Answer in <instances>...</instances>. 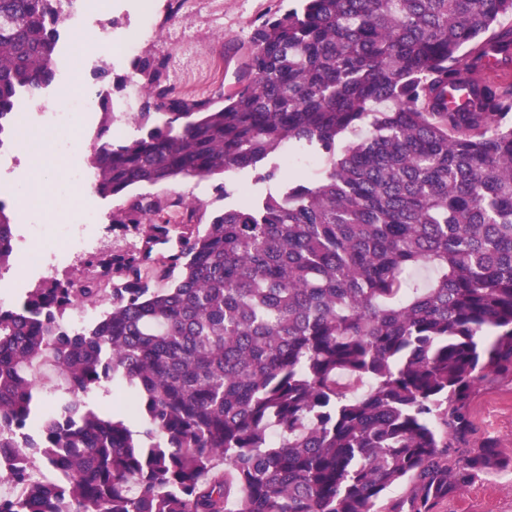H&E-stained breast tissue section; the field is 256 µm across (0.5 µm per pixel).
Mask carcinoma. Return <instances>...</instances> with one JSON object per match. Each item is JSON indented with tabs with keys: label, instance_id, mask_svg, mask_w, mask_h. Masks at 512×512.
<instances>
[{
	"label": "carcinoma",
	"instance_id": "1",
	"mask_svg": "<svg viewBox=\"0 0 512 512\" xmlns=\"http://www.w3.org/2000/svg\"><path fill=\"white\" fill-rule=\"evenodd\" d=\"M297 2L255 25L243 89L181 95L146 55L140 135L99 102L104 197L270 182L287 144L327 168L204 226L196 201L127 195L112 223L139 247L0 305V512H435L512 466L469 447L478 384L512 374V0ZM61 6L0 0V148L55 78ZM13 239L0 202V268Z\"/></svg>",
	"mask_w": 512,
	"mask_h": 512
}]
</instances>
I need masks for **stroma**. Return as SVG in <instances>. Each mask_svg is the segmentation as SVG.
Wrapping results in <instances>:
<instances>
[{"instance_id": "obj_1", "label": "stroma", "mask_w": 512, "mask_h": 512, "mask_svg": "<svg viewBox=\"0 0 512 512\" xmlns=\"http://www.w3.org/2000/svg\"><path fill=\"white\" fill-rule=\"evenodd\" d=\"M221 10H214L211 0H200L196 10L187 14L169 16L168 0H155V36L144 38L140 53L159 57H172L184 44H191L198 56L188 70L169 71L168 82L178 92H190L197 97L211 95L217 87L233 91L238 76L244 69L249 42L257 21L277 11L279 0H222ZM140 0H92L93 13L84 26L85 31L99 33V23L111 20L118 27L134 23ZM74 32L61 31L56 49V80L53 86L37 92L36 98L48 101L58 89L65 86L67 73L77 67H91L101 60L102 52L96 48L84 51L81 58L68 53V45L75 41ZM222 62L221 78H214L211 65ZM216 179H181L176 182L151 187L150 192L159 196L183 195L204 204L208 213L223 210L226 201L217 195ZM57 193L38 198L34 208L13 210L15 233L20 241L14 246L17 260L13 265V278L9 292L11 303H19L24 291L33 287L45 276L63 277L72 271L73 264L64 254L46 257L44 269L32 270L22 258L27 245L44 238H59L64 233L80 228L92 237L93 251H106L114 247L129 248L136 239L123 227L113 225L112 214L123 207V197H101L93 190L71 187L68 180H60ZM72 190L80 196L84 206L99 214L97 224H78L75 210L61 203V191ZM474 426L473 438L493 442L503 456L512 459V376L501 375L493 381L478 386L470 406ZM436 512H512V469H504L481 476L470 486L461 489L449 500L441 502Z\"/></svg>"}]
</instances>
